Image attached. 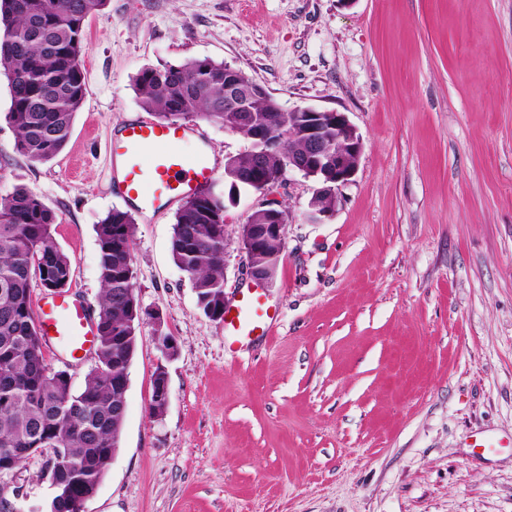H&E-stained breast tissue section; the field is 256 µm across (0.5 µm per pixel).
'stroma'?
Masks as SVG:
<instances>
[{
    "mask_svg": "<svg viewBox=\"0 0 512 512\" xmlns=\"http://www.w3.org/2000/svg\"><path fill=\"white\" fill-rule=\"evenodd\" d=\"M85 42L88 94L51 161L16 151L0 73V196L24 186L55 212L70 292L93 310L96 226L131 214L135 292L162 317L141 329L119 448L86 512H512V0H108ZM196 57L283 110L346 113L363 141L323 223L298 173L225 211L233 302L254 285L240 224L269 201L288 213L269 335L232 353L172 259L176 207L138 212L106 152L150 117L139 71ZM482 435L495 447H475ZM46 472V455L22 463L0 492L9 512H48ZM153 379V391L152 396L149 403V413L152 415L153 411L160 408L161 403L163 404V413H165L168 402H169V385H168V376L165 370H159L155 372ZM156 389V395L154 399V391ZM160 402V403H159Z\"/></svg>",
    "mask_w": 512,
    "mask_h": 512,
    "instance_id": "1",
    "label": "stroma"
}]
</instances>
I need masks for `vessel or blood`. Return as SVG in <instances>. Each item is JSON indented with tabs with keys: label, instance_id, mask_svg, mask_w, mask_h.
Masks as SVG:
<instances>
[{
	"label": "vessel or blood",
	"instance_id": "obj_1",
	"mask_svg": "<svg viewBox=\"0 0 512 512\" xmlns=\"http://www.w3.org/2000/svg\"><path fill=\"white\" fill-rule=\"evenodd\" d=\"M187 142L195 144L193 153L182 152ZM108 154L112 168L122 174L117 189L133 196L137 209L144 213L197 194L215 175L204 133L179 123L129 121L111 137ZM145 182L153 184L152 193H141ZM36 316L42 335L50 341H65L71 357L93 349L94 321L81 300L67 295L47 298L38 305ZM273 320L259 290L250 288L225 310L224 333L238 340L260 339L267 336Z\"/></svg>",
	"mask_w": 512,
	"mask_h": 512
}]
</instances>
